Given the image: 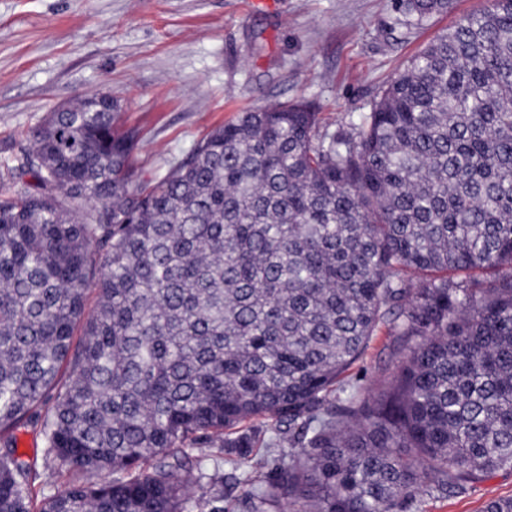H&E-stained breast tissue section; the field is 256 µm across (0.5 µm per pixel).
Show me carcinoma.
<instances>
[{
  "label": "carcinoma",
  "instance_id": "obj_1",
  "mask_svg": "<svg viewBox=\"0 0 512 512\" xmlns=\"http://www.w3.org/2000/svg\"><path fill=\"white\" fill-rule=\"evenodd\" d=\"M448 5L398 0L410 30ZM121 111L63 106L0 169V512H224L258 434L255 512H422L512 470V0L358 124L245 111L141 181ZM383 330L391 378L349 377ZM18 441V453L25 461L32 462L37 456L38 462L41 463L42 456V440L39 434L32 428H19L13 432Z\"/></svg>",
  "mask_w": 512,
  "mask_h": 512
}]
</instances>
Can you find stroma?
Returning a JSON list of instances; mask_svg holds the SVG:
<instances>
[{
    "label": "stroma",
    "mask_w": 512,
    "mask_h": 512,
    "mask_svg": "<svg viewBox=\"0 0 512 512\" xmlns=\"http://www.w3.org/2000/svg\"><path fill=\"white\" fill-rule=\"evenodd\" d=\"M451 0L423 28L395 0H0V163L49 112L117 99L151 179L239 112L303 100L333 125L358 121L439 33L484 8ZM512 495L501 470L423 512H482Z\"/></svg>",
    "instance_id": "35a3bbf8"
}]
</instances>
